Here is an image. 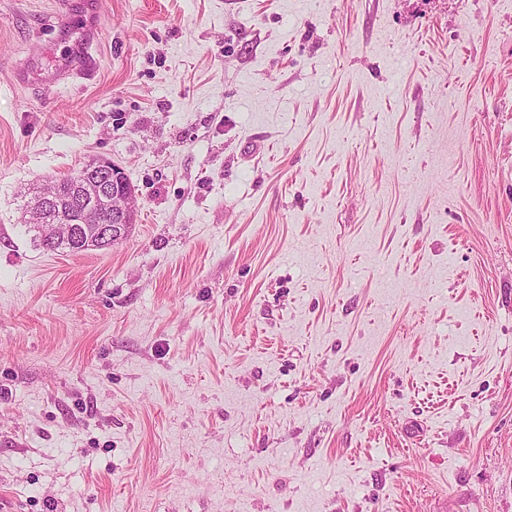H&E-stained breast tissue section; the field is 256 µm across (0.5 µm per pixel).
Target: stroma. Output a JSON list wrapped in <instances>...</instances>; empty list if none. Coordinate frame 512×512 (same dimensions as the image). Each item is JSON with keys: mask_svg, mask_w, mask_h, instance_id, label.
I'll return each instance as SVG.
<instances>
[{"mask_svg": "<svg viewBox=\"0 0 512 512\" xmlns=\"http://www.w3.org/2000/svg\"><path fill=\"white\" fill-rule=\"evenodd\" d=\"M58 10L0 0V512H512V0ZM99 158L126 238L36 246ZM81 171L83 172L82 180L76 183L74 180L79 170L67 174L69 181L74 182L70 188L66 189L60 181L55 180L50 192L45 191L43 186L31 200V223L36 225L41 237L47 243L56 245L61 241H70L78 231L77 240L58 244L55 250L79 253L87 250L108 249L112 247L114 241L123 239L131 225L135 224L140 207L138 196L130 182L131 188H129L127 175L122 167L109 159L100 158L84 166ZM77 203L80 207L72 209L79 216L76 221L77 230L75 224H71V227L69 224H45V216L50 207H54L57 212L46 216L47 220L51 223H59L69 220L67 210L61 211L64 208L71 209L70 206ZM27 208L28 205L25 206L24 211L26 224H28ZM103 212L109 214V220L112 218L111 224H102L100 216ZM32 224L28 226L35 232L34 242H38V245L45 249L40 234ZM96 224H99V239L104 244L112 241L109 247L101 246V243L97 242ZM60 227H66V230L60 231Z\"/></svg>", "mask_w": 512, "mask_h": 512, "instance_id": "obj_1", "label": "stroma"}]
</instances>
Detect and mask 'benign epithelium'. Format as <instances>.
Instances as JSON below:
<instances>
[{"label":"benign epithelium","mask_w":512,"mask_h":512,"mask_svg":"<svg viewBox=\"0 0 512 512\" xmlns=\"http://www.w3.org/2000/svg\"><path fill=\"white\" fill-rule=\"evenodd\" d=\"M82 180L66 188L56 180L51 191L39 189L31 200V223L41 237L55 245L75 236L76 226L60 230L58 224L46 223L49 208L61 211L74 208L79 224L99 225L98 236L104 243L123 239L139 210L138 196L128 186L127 175L122 167L109 159L100 158L82 168Z\"/></svg>","instance_id":"1"}]
</instances>
